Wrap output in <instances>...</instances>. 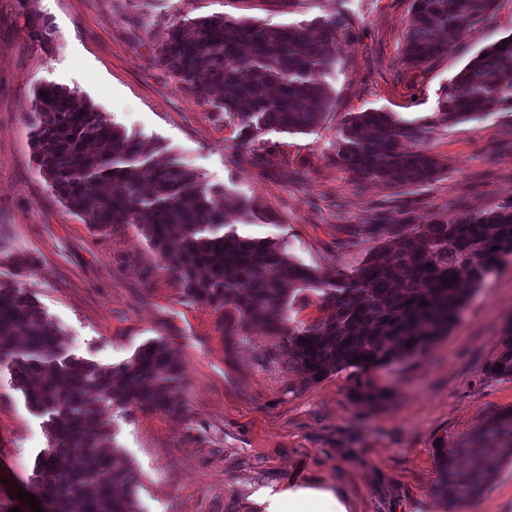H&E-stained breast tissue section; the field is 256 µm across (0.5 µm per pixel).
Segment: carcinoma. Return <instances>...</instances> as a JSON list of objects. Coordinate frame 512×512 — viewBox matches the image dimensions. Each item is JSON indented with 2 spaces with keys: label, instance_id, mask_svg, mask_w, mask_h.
Masks as SVG:
<instances>
[{
  "label": "carcinoma",
  "instance_id": "carcinoma-1",
  "mask_svg": "<svg viewBox=\"0 0 512 512\" xmlns=\"http://www.w3.org/2000/svg\"><path fill=\"white\" fill-rule=\"evenodd\" d=\"M498 6L499 0H412L403 60L421 66L448 54L467 29L491 21ZM318 25L321 36L313 41L299 24L196 17L171 29L157 61L235 123L245 147L269 128L301 133L323 120L332 103L325 77L336 66L338 39L352 29L342 14ZM215 86L222 89L217 100L210 98ZM74 101L75 92L55 85L34 94L35 160L54 194L96 231L139 225L186 296L224 310L225 335L242 341L251 325H263L288 367L310 382L346 369L366 372L445 335L469 295L512 256L511 205L458 214L424 232H398L349 270L320 276L291 260L284 241L239 233L236 212L225 207V188L205 183L181 163L156 159L90 103ZM494 112H512V35L442 87L429 117L350 114L335 143V161L378 181L432 182L441 164L422 144L436 123ZM404 141L418 148L402 151ZM304 291L318 294L328 314L294 328L287 311ZM0 364L28 407L44 417L49 447L37 457L29 487L44 512H139L132 469L111 446L109 409L176 411L172 397L186 375L167 345L147 343L117 365L77 358L26 289L0 282ZM488 371L512 379V323ZM93 389L101 394L99 407L87 401ZM354 397L375 404L384 393L367 383ZM489 435L500 443L495 455L485 454ZM471 453L481 458L480 467L436 449V491L451 505L479 496L512 459V411L473 437Z\"/></svg>",
  "mask_w": 512,
  "mask_h": 512
}]
</instances>
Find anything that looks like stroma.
Returning a JSON list of instances; mask_svg holds the SVG:
<instances>
[{"label":"stroma","mask_w":512,"mask_h":512,"mask_svg":"<svg viewBox=\"0 0 512 512\" xmlns=\"http://www.w3.org/2000/svg\"><path fill=\"white\" fill-rule=\"evenodd\" d=\"M411 0H0V281L26 288L69 339L103 365L160 340L183 363L177 411L112 408L113 444L133 468L139 512H274L289 489L340 492L348 512H512V462L480 496L448 508L435 493L436 450L466 452L471 437L512 410V380L490 375L512 324V257L473 291L447 336L414 356L310 383L289 369L259 327L228 345L224 317L191 302L135 224L93 231L40 174L28 118L37 87L71 89L134 138L196 171L262 219L249 237L285 240L291 259L328 274L407 231L460 213L512 204V113L436 127L425 149L442 165L421 185L385 183L335 162L350 113L431 115L442 86L480 51L512 34V0L467 30L448 55L402 60ZM341 12L355 34L339 39L327 78L334 102L303 133L269 130L251 150L210 103L157 62L169 30L225 14L300 24ZM48 33L32 34L33 23ZM378 232H371V225ZM386 392L371 407L359 380ZM49 445L7 368L0 366V512H31L17 492Z\"/></svg>","instance_id":"1"}]
</instances>
